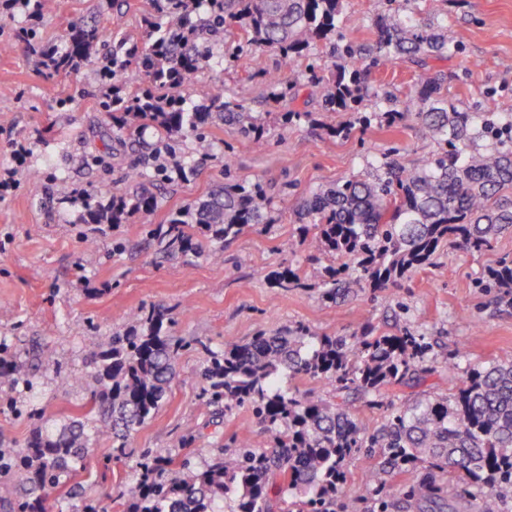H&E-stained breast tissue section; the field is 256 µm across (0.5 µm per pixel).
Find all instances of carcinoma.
Instances as JSON below:
<instances>
[{
  "mask_svg": "<svg viewBox=\"0 0 512 512\" xmlns=\"http://www.w3.org/2000/svg\"><path fill=\"white\" fill-rule=\"evenodd\" d=\"M411 0H383L376 20L379 52L385 59H408L433 71L419 91L401 100L384 88L366 93L362 71L378 64L372 48L344 41L342 0H151L148 20L160 35L148 45L108 35L97 24L72 27L48 55L37 33L22 28L43 67L51 73L79 65L112 45L104 58L112 65L98 73L100 107L112 125V139L134 143L144 129L154 133L147 165L154 176L186 172L179 145L190 155L210 157L214 144L204 128L230 122L248 136L263 116L211 89L201 109L188 108L180 91L222 64L226 69L258 49L277 52L283 67L298 58L303 68L270 78L267 103L287 124L304 113L290 107L298 80L319 85V112L327 135L345 139L387 118L391 127L418 125L436 150L406 167L394 154L357 176L312 192L302 204L307 219L300 242L333 262L328 269L329 302L346 285L377 290L397 284L430 265L440 245L453 239L472 253L486 251L512 230V113L466 110L444 93L447 75L429 62L458 51L448 41V25L423 23L406 15ZM203 16L192 19L194 6ZM322 44V56L307 61ZM390 108L357 112L350 124L338 112H356L367 96ZM87 191L78 198L83 224H122L149 215L156 197L145 189ZM269 203L259 183L233 179L198 199L155 229L168 249L201 252L199 238L213 243L206 258L224 261V243L253 224H267ZM274 287L298 288L299 277L284 269L270 276ZM512 285V257L502 258L480 283L485 289ZM134 328L109 338L94 361L93 384L79 414L59 432L37 429L22 446L0 447V509L41 512L43 498L72 479L98 441L112 442V458L127 455L126 437L151 419L167 395L181 351L196 346L205 354L198 376L202 395L216 415L247 408L267 428L265 446L233 435L219 437L206 452L174 454L144 448L123 512H336L347 460L360 448H378L382 464L369 474L374 488L407 469L428 464L402 492L412 508L448 496L467 512H508L512 503V361L474 368L462 385L445 395L425 394L391 409L376 431L362 432L351 417L350 395L360 393L381 405L396 388L430 372L425 358L432 345L423 336H387L369 323L352 336L318 335L303 325L278 333H258L244 343L212 349L202 339L172 336L164 310H138ZM299 379L327 378L341 402L311 394H288L278 387L283 373ZM25 371L0 359V386L14 387ZM448 473V488L431 471Z\"/></svg>",
  "mask_w": 512,
  "mask_h": 512,
  "instance_id": "1",
  "label": "carcinoma"
}]
</instances>
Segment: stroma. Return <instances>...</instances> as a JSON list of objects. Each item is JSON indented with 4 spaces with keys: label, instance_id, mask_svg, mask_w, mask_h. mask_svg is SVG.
<instances>
[{
    "label": "stroma",
    "instance_id": "1",
    "mask_svg": "<svg viewBox=\"0 0 512 512\" xmlns=\"http://www.w3.org/2000/svg\"><path fill=\"white\" fill-rule=\"evenodd\" d=\"M411 8L417 20H446L449 41L460 47L458 56L440 64L448 74L449 98L463 108L478 101L512 113V0H413ZM149 10L150 0H41L37 19L0 17V42L12 44L9 55H0V103L9 106L0 112V168L15 171L14 184L0 190V341L32 383L20 393L0 392L1 445H21L44 425L66 423L86 400L90 356L106 336L126 329L128 313L142 306L168 310L172 335L202 338L215 348L287 324L350 336L368 322L388 335L408 330L424 336L434 355L458 353L455 369L439 367L423 383L396 388L403 402L447 393L471 369L512 359V295L502 299L476 286L500 257L512 256V233L482 253L442 245L434 265L401 283L378 291L356 289L333 303L323 299L328 259L298 243L292 209L311 192L364 172L367 162L397 144L404 162L428 157L434 145L416 125L394 132L376 123L336 141L306 117L285 128L265 123L255 139L243 138L233 124H220L211 129L214 156L196 161L187 176H172L155 187L158 207L149 219L83 224L79 205H59L63 186L72 192L123 187L127 165L146 155L150 145L128 150L103 137L107 117L98 110L96 59L68 74L47 75L17 32L31 27L44 43L57 45L72 26L95 22L141 44L157 35L142 22ZM380 11L381 0H344L345 39L374 44L371 23ZM278 70V56L260 51L247 67L205 73L182 95L197 106L220 83L238 103L262 112L265 81ZM419 75L409 63L394 60L367 70L365 82L371 89L387 85L403 99L416 91ZM21 143L29 149L23 159L15 155ZM228 177L267 188L272 223L250 226L226 242L218 265L200 254L161 248L151 228ZM288 182L294 188L286 212L279 195ZM284 266L299 273L303 287L287 293L273 288L268 275ZM44 354L52 356L54 368L42 365ZM201 362L193 352L177 360L164 404L128 437L127 458L113 460L111 443L98 444L86 471L45 497L42 512H63L81 498L126 501L140 450L181 452L180 438L191 431L234 433L264 443L266 426L249 412L210 424L195 377ZM60 371L71 377L64 390L56 383ZM379 460L374 451L348 460L347 496L357 512H402L400 491L410 474L395 475L381 495L364 487Z\"/></svg>",
    "mask_w": 512,
    "mask_h": 512
}]
</instances>
